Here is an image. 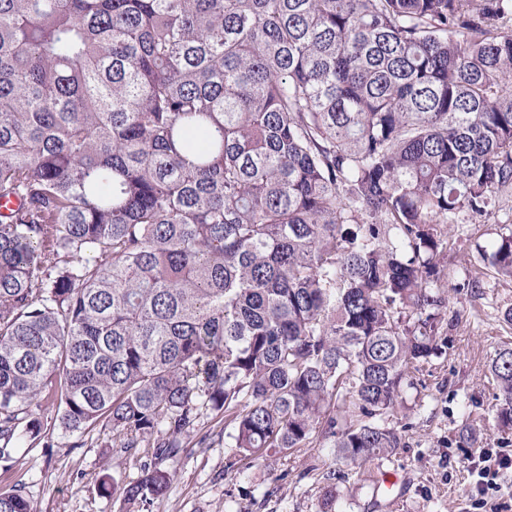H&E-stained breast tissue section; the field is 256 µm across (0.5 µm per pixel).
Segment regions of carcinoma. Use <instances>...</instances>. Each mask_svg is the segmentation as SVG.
I'll return each mask as SVG.
<instances>
[{
    "label": "carcinoma",
    "mask_w": 512,
    "mask_h": 512,
    "mask_svg": "<svg viewBox=\"0 0 512 512\" xmlns=\"http://www.w3.org/2000/svg\"><path fill=\"white\" fill-rule=\"evenodd\" d=\"M0 462L391 458L448 343V222L512 199V0H0ZM483 260L512 280V234ZM512 432V346L494 350ZM145 467L99 490L161 500ZM0 512H32L20 484Z\"/></svg>",
    "instance_id": "1"
}]
</instances>
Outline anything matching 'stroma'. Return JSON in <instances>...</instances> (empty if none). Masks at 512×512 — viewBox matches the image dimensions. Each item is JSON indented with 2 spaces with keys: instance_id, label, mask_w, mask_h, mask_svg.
I'll use <instances>...</instances> for the list:
<instances>
[{
  "instance_id": "35a3bbf8",
  "label": "stroma",
  "mask_w": 512,
  "mask_h": 512,
  "mask_svg": "<svg viewBox=\"0 0 512 512\" xmlns=\"http://www.w3.org/2000/svg\"><path fill=\"white\" fill-rule=\"evenodd\" d=\"M512 231V200L496 205L482 223L468 214L455 216L448 228V248L440 257L448 287L459 288L442 323L448 349L416 375L421 407L410 417L413 428L403 448L382 465L367 464L358 484L350 486L347 512H474L464 480H449V457L463 456L459 443L464 415L476 421L483 446L499 447L494 426L493 386L487 363L494 349L512 342V325L503 319L512 308V281L486 269L481 253L491 250L501 234ZM480 275L479 294L463 292L472 275ZM41 420L53 431L54 446H34L24 465L0 471V487L23 484L33 512H321L326 484L322 473L333 463L324 448H293L270 453L251 468L235 462L225 447L223 421L208 416L201 433L208 439L179 463L155 459L151 449L137 448L116 458L102 448L97 434L84 447L57 433L55 415L41 410ZM172 470L161 504L127 503L104 498L98 480L109 474L120 480L137 478L142 467ZM399 477L396 487L381 493L372 488L381 474Z\"/></svg>"
}]
</instances>
